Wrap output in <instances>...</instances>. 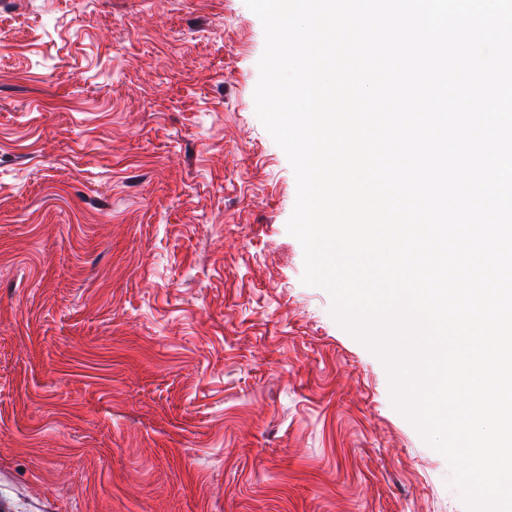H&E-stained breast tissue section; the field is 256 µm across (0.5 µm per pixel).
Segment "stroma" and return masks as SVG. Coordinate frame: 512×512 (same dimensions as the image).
I'll use <instances>...</instances> for the list:
<instances>
[{
    "instance_id": "obj_1",
    "label": "stroma",
    "mask_w": 512,
    "mask_h": 512,
    "mask_svg": "<svg viewBox=\"0 0 512 512\" xmlns=\"http://www.w3.org/2000/svg\"><path fill=\"white\" fill-rule=\"evenodd\" d=\"M244 0H0V512H467L301 281Z\"/></svg>"
}]
</instances>
